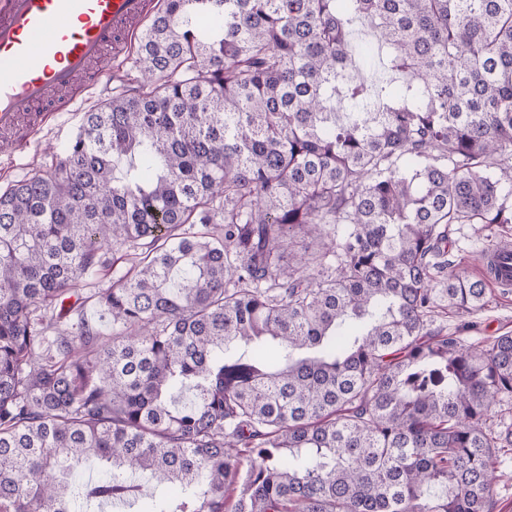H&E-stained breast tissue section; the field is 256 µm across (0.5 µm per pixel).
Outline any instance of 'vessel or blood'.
Returning a JSON list of instances; mask_svg holds the SVG:
<instances>
[{
  "mask_svg": "<svg viewBox=\"0 0 512 512\" xmlns=\"http://www.w3.org/2000/svg\"><path fill=\"white\" fill-rule=\"evenodd\" d=\"M148 0H0V133L24 142L100 82L148 16ZM492 279L512 286V248Z\"/></svg>",
  "mask_w": 512,
  "mask_h": 512,
  "instance_id": "1",
  "label": "vessel or blood"
}]
</instances>
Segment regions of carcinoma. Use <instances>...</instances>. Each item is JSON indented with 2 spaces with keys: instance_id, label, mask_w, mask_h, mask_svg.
I'll list each match as a JSON object with an SVG mask.
<instances>
[{
  "instance_id": "obj_1",
  "label": "carcinoma",
  "mask_w": 512,
  "mask_h": 512,
  "mask_svg": "<svg viewBox=\"0 0 512 512\" xmlns=\"http://www.w3.org/2000/svg\"><path fill=\"white\" fill-rule=\"evenodd\" d=\"M136 66L0 192V512H493L512 334L432 325L512 224V0H164Z\"/></svg>"
}]
</instances>
